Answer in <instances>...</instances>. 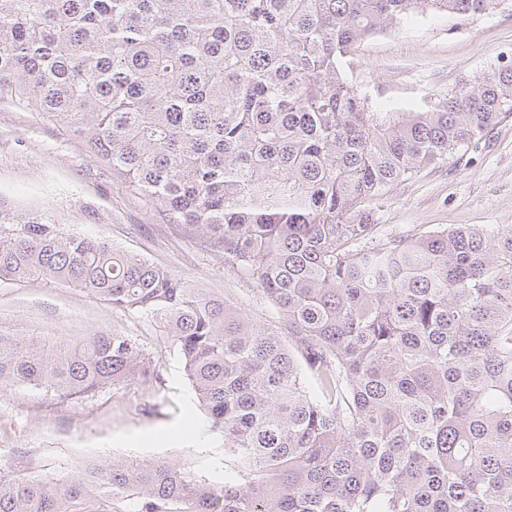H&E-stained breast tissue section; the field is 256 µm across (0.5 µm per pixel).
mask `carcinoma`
Returning <instances> with one entry per match:
<instances>
[{"label":"carcinoma","mask_w":512,"mask_h":512,"mask_svg":"<svg viewBox=\"0 0 512 512\" xmlns=\"http://www.w3.org/2000/svg\"><path fill=\"white\" fill-rule=\"evenodd\" d=\"M505 0H0V101L88 138L280 315L98 238L0 224V283L56 280L159 319L224 484L171 461L0 471V512H512V225L376 240L369 204L512 116V62L422 112L373 105L352 47L421 12ZM160 379L140 344L0 330V393Z\"/></svg>","instance_id":"carcinoma-1"}]
</instances>
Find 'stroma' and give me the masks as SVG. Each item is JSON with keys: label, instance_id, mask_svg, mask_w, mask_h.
Returning a JSON list of instances; mask_svg holds the SVG:
<instances>
[{"label": "stroma", "instance_id": "35a3bbf8", "mask_svg": "<svg viewBox=\"0 0 512 512\" xmlns=\"http://www.w3.org/2000/svg\"><path fill=\"white\" fill-rule=\"evenodd\" d=\"M349 80L377 105L421 110L461 79L512 62V0L466 23L436 13L361 42ZM371 208L381 237L460 224H512V117L466 154L393 186ZM43 220L103 239L225 297L261 325L275 308L225 266L200 229L165 223L131 193L84 136L41 113L0 103V222ZM0 329L41 336L104 332L129 337L149 354L160 382L133 380L89 397L58 398L27 386L0 396V466L36 477H64L109 458L175 461L223 483L224 450L207 431L175 346L150 317L112 307L61 282L0 284Z\"/></svg>", "mask_w": 512, "mask_h": 512}]
</instances>
